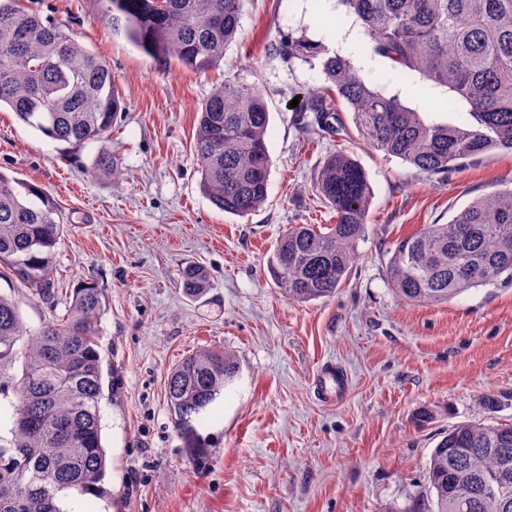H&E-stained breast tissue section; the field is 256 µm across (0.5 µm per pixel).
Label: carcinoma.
Here are the masks:
<instances>
[{"label": "carcinoma", "mask_w": 512, "mask_h": 512, "mask_svg": "<svg viewBox=\"0 0 512 512\" xmlns=\"http://www.w3.org/2000/svg\"><path fill=\"white\" fill-rule=\"evenodd\" d=\"M98 17L160 65L170 60L204 72L224 58L240 30L243 0H96ZM376 54L401 71L444 86L468 106L467 124L426 123L397 96L370 87L350 60L323 61L326 85L312 91L316 124L348 134L337 119L352 113L374 148L431 175H444L491 151L512 153V0H342ZM288 57L320 47L288 38ZM44 136L81 145L112 130L124 101L107 62L72 29L22 0H0V107ZM269 112L255 84L230 77L202 104L193 139L200 187L224 212L245 216L268 197ZM102 152L93 174L110 177ZM316 189L336 213L328 231L288 228L270 271L288 299L333 295L345 282L365 237L373 191L366 170L338 150L321 166ZM64 232L57 206L38 186L0 170V267L28 291L53 294V264ZM386 273L402 301L437 305L505 277L512 280V188L488 193L446 224H425L387 252ZM190 297L209 287L207 271L181 273ZM102 289L72 290L63 316L31 333L19 302L0 295V512H63L59 493L101 495L107 475L101 437L104 397L98 322ZM240 372L226 350H197L175 365L166 390L174 428L193 459L204 457L201 429ZM405 512H512V424L460 423L433 448L426 486Z\"/></svg>", "instance_id": "1"}]
</instances>
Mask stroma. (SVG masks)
<instances>
[{
	"label": "stroma",
	"mask_w": 512,
	"mask_h": 512,
	"mask_svg": "<svg viewBox=\"0 0 512 512\" xmlns=\"http://www.w3.org/2000/svg\"><path fill=\"white\" fill-rule=\"evenodd\" d=\"M25 2L107 60L125 102L107 138L80 146L0 110V170L43 189L65 224L57 292L22 300L25 327L34 332L63 315L79 282H95L106 296L99 334L118 389L100 404L111 467L105 495L78 498L81 512H403L423 490L445 430L512 422V283L410 305L391 290L384 263L396 240L511 188L512 154L493 151L432 176L367 144L350 112L340 114L348 136L314 134L306 129L312 113L292 104L323 84L322 63L334 54L428 123L467 122L452 92L394 71L342 0H244L237 41L203 73L156 64L101 23L92 0ZM289 34L320 44L322 54L288 57L281 46ZM228 76L258 85L270 112L268 198L244 217L202 193L192 148L200 108ZM339 150L369 175L366 234L334 296L293 302L268 260L289 226L335 223L314 181ZM104 151L115 159L108 178L92 173ZM189 264L210 278L197 298L179 286ZM202 348L234 353L241 374L225 388L224 409L207 428L213 446L196 463L174 429L165 381ZM325 362L349 378L337 404L314 392ZM424 406L436 420L420 428L413 415Z\"/></svg>",
	"instance_id": "35a3bbf8"
}]
</instances>
